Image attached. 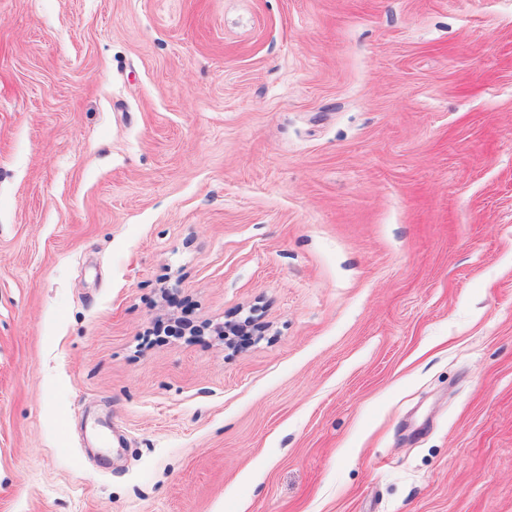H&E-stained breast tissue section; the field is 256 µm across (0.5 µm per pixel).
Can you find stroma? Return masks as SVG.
Listing matches in <instances>:
<instances>
[{"mask_svg": "<svg viewBox=\"0 0 512 512\" xmlns=\"http://www.w3.org/2000/svg\"><path fill=\"white\" fill-rule=\"evenodd\" d=\"M0 512H512V0H0Z\"/></svg>", "mask_w": 512, "mask_h": 512, "instance_id": "stroma-1", "label": "stroma"}]
</instances>
